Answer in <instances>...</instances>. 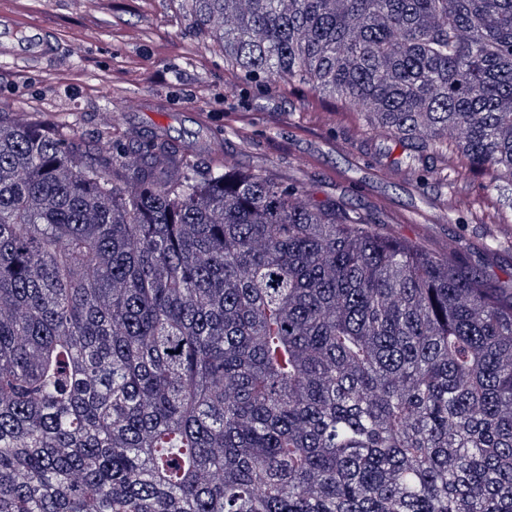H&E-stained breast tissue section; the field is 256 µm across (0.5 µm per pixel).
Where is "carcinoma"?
<instances>
[{"label":"carcinoma","instance_id":"carcinoma-1","mask_svg":"<svg viewBox=\"0 0 512 512\" xmlns=\"http://www.w3.org/2000/svg\"><path fill=\"white\" fill-rule=\"evenodd\" d=\"M190 2L245 79L512 215V0ZM369 224L1 112L0 512H512V282Z\"/></svg>","mask_w":512,"mask_h":512}]
</instances>
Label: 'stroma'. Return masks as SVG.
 <instances>
[{
  "instance_id": "1",
  "label": "stroma",
  "mask_w": 512,
  "mask_h": 512,
  "mask_svg": "<svg viewBox=\"0 0 512 512\" xmlns=\"http://www.w3.org/2000/svg\"><path fill=\"white\" fill-rule=\"evenodd\" d=\"M25 29L59 44L36 71L0 64V112L62 117L93 134L121 103L118 131L190 143L203 159L290 178L322 204L370 215L377 232L434 254L460 249L484 275L512 280V234L470 213L434 224L423 196L482 194L477 179L403 186L340 98L283 82H247L195 31L184 0H0Z\"/></svg>"
}]
</instances>
